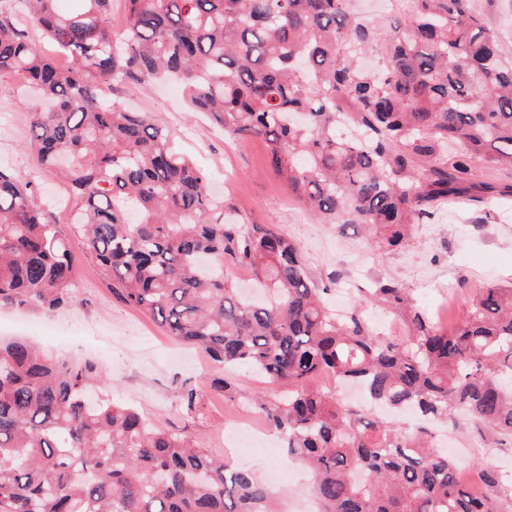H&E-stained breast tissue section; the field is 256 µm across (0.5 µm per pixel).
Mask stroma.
<instances>
[{"instance_id": "obj_1", "label": "stroma", "mask_w": 512, "mask_h": 512, "mask_svg": "<svg viewBox=\"0 0 512 512\" xmlns=\"http://www.w3.org/2000/svg\"><path fill=\"white\" fill-rule=\"evenodd\" d=\"M473 8L499 32L500 51L512 56V0H473ZM113 96L166 126L177 149L208 174L212 190L222 191L247 223L272 225L295 240L314 279L322 285L335 282L329 302L337 312L347 311L361 289L386 277L405 284L418 308L450 329L464 319L479 289L512 284V200L491 197L442 205L430 220L414 225L409 245L382 248L369 243L358 225L317 223L270 169L262 140L225 135L207 116L189 111L175 86L128 85ZM39 106L38 96L20 76H0V167L32 182L48 203L63 185L25 147L30 114ZM72 256L77 282L92 281L93 292L55 311L0 307V337H24L73 363H99L109 377L105 394L112 402L138 406L153 424L186 433L261 478L280 472L274 488L279 512H313L316 502L300 475L302 467L286 463L275 433L247 448L233 434L231 418L249 410L256 394L274 395V388L241 370L231 376L235 399L210 393L204 418L184 416L180 391L208 381V357L166 336L149 315L115 297L91 254L77 246ZM435 432L443 444L460 449L465 482L479 483L478 466L487 462L512 488V445L497 444L489 431L465 418L437 426Z\"/></svg>"}]
</instances>
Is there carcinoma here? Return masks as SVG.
Listing matches in <instances>:
<instances>
[{
    "instance_id": "obj_1",
    "label": "carcinoma",
    "mask_w": 512,
    "mask_h": 512,
    "mask_svg": "<svg viewBox=\"0 0 512 512\" xmlns=\"http://www.w3.org/2000/svg\"><path fill=\"white\" fill-rule=\"evenodd\" d=\"M124 2L116 34L112 0H78L72 13L57 0H0V75L24 76L47 102L26 147L63 178L81 245L113 293L216 370L286 388L252 405L310 471L321 512H512L492 465H480L478 497L427 430L312 385L356 382L369 405L448 423L460 413L512 442V288L480 289L451 330L393 279L339 316L287 235L227 221L230 206L170 131L105 95L115 83L176 82L224 133L264 140L318 220L400 247L441 204L512 197V183L488 178L512 174V57L472 0H409L391 31L360 21L350 0ZM377 41L372 72L354 52ZM239 266L266 301L231 284ZM76 302L70 239L30 182L0 169V306ZM370 304L401 314L409 335L377 333L360 312ZM105 384L96 364L0 342V512H275L252 472L100 397ZM201 393L182 388L186 413Z\"/></svg>"
}]
</instances>
